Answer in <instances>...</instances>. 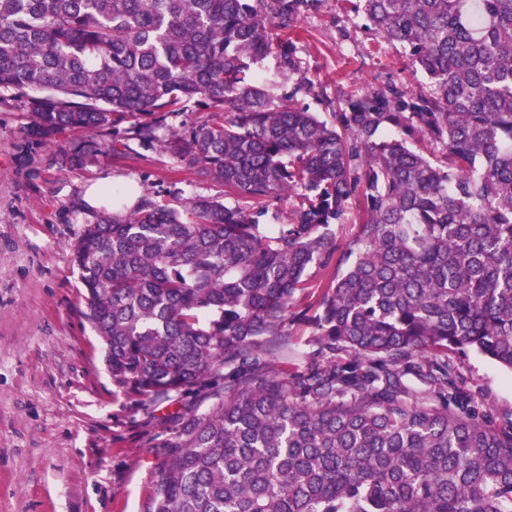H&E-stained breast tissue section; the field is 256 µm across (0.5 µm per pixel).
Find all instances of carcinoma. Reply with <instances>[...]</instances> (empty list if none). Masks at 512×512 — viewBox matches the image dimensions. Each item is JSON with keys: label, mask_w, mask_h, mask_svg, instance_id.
<instances>
[{"label": "carcinoma", "mask_w": 512, "mask_h": 512, "mask_svg": "<svg viewBox=\"0 0 512 512\" xmlns=\"http://www.w3.org/2000/svg\"><path fill=\"white\" fill-rule=\"evenodd\" d=\"M318 2L0 0V99L23 94L40 139L78 134L62 168L135 141L241 200L141 199L73 246L133 406L209 402L174 418L145 512H512V412L453 359L512 371V0H360L427 82L370 85L328 120L296 99L313 80L278 97L255 72L301 69ZM191 103L209 119L167 128ZM126 115L149 120L106 149ZM307 329L302 364L266 359Z\"/></svg>", "instance_id": "1"}]
</instances>
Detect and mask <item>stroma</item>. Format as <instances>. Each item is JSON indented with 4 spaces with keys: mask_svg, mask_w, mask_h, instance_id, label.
Listing matches in <instances>:
<instances>
[{
    "mask_svg": "<svg viewBox=\"0 0 512 512\" xmlns=\"http://www.w3.org/2000/svg\"><path fill=\"white\" fill-rule=\"evenodd\" d=\"M302 71L263 63L275 94L313 79L299 100L313 112L371 84L418 82L399 44L369 29L348 0H320L299 17ZM23 102L0 100V512H144L184 400L130 406L113 384L86 318L72 245L102 212L85 188L106 173L179 209L224 199L222 183L160 148L135 147L84 169L61 170L57 147L28 136ZM456 362L486 407L512 411V372L470 353Z\"/></svg>",
    "mask_w": 512,
    "mask_h": 512,
    "instance_id": "35a3bbf8",
    "label": "stroma"
}]
</instances>
